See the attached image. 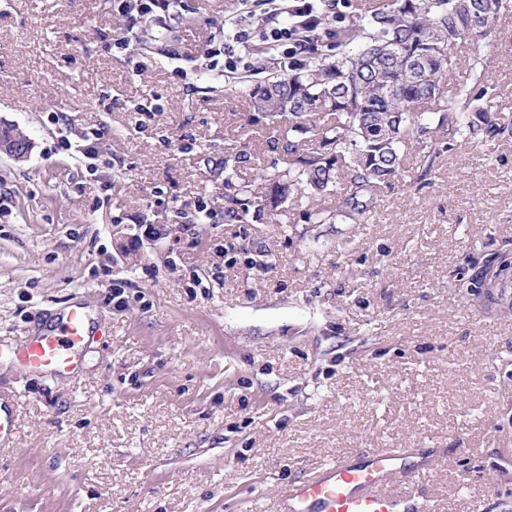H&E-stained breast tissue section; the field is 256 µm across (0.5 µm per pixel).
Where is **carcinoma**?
<instances>
[{
    "label": "carcinoma",
    "instance_id": "carcinoma-1",
    "mask_svg": "<svg viewBox=\"0 0 512 512\" xmlns=\"http://www.w3.org/2000/svg\"><path fill=\"white\" fill-rule=\"evenodd\" d=\"M504 0H343L325 36L307 43L302 62L238 90L258 117L277 125L274 162L259 173L262 190L238 181L245 150L224 156V222L250 210L274 218L311 207L315 224H365L380 192L406 164V143L426 138L439 154V134L491 138L512 128L489 94L485 61L472 55L460 78V42L491 33ZM334 202L325 206L329 198ZM509 266L488 260L467 293L499 288Z\"/></svg>",
    "mask_w": 512,
    "mask_h": 512
}]
</instances>
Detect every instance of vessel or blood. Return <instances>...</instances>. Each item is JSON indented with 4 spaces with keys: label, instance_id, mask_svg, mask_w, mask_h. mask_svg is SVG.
Instances as JSON below:
<instances>
[{
    "label": "vessel or blood",
    "instance_id": "vessel-or-blood-1",
    "mask_svg": "<svg viewBox=\"0 0 512 512\" xmlns=\"http://www.w3.org/2000/svg\"><path fill=\"white\" fill-rule=\"evenodd\" d=\"M97 330L88 310L72 306L58 322L27 337L16 352L25 373L74 375L80 351L95 339ZM15 390L0 385V442L17 434L13 419ZM402 450L369 448L358 464L336 459L307 477L282 488L279 512H432L428 499L416 498L412 489L420 471H403Z\"/></svg>",
    "mask_w": 512,
    "mask_h": 512
}]
</instances>
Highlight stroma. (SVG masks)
Instances as JSON below:
<instances>
[{
	"label": "stroma",
	"instance_id": "1",
	"mask_svg": "<svg viewBox=\"0 0 512 512\" xmlns=\"http://www.w3.org/2000/svg\"><path fill=\"white\" fill-rule=\"evenodd\" d=\"M185 4L170 39L121 52L115 0H0V121L33 143L0 157V383L18 428L0 512H277L282 486L369 448L435 460L416 489L434 512H512V287H461L512 253V135L455 136L427 174L408 143L366 224L300 208L193 224L198 202L224 205L226 145L256 187L275 131L206 67L236 0ZM475 52L512 118V0L491 37L462 40ZM94 128L91 173L74 146ZM74 303L106 336L75 376H21L13 350Z\"/></svg>",
	"mask_w": 512,
	"mask_h": 512
}]
</instances>
